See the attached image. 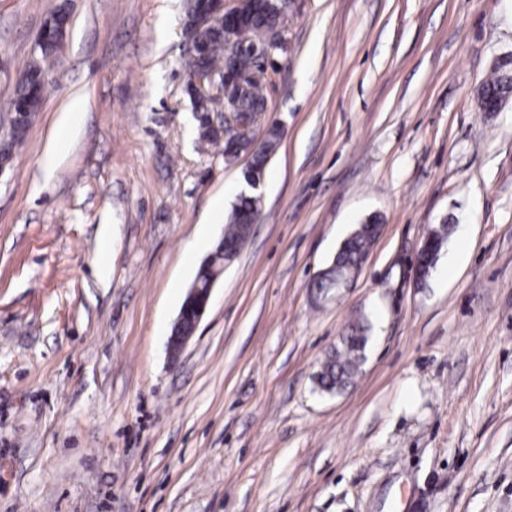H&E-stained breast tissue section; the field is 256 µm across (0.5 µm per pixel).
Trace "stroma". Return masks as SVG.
<instances>
[{"mask_svg": "<svg viewBox=\"0 0 512 512\" xmlns=\"http://www.w3.org/2000/svg\"><path fill=\"white\" fill-rule=\"evenodd\" d=\"M60 10L0 173V512H512V99L478 97L512 0H291L260 217L175 361L249 158L199 144L185 0H0L1 119ZM372 216L351 286L314 298ZM362 315L361 376L317 392ZM69 19L64 12H58L51 17L43 30L41 41L42 60L46 61L51 57L62 44L63 38L66 33V28ZM44 68L41 64L31 66L24 75V81L16 93L13 102L16 104V110L11 104V110L15 117L10 120V127L7 135L0 142V167L8 166L12 159L13 147L20 142L26 135L30 127L28 117L35 114L39 109L45 91L46 83L41 80V74ZM448 224H441L438 227H435L432 229L426 238L429 239L430 242V250H429V244L426 239L423 240L418 252L415 256V263H414V272H415V278L416 281H420L424 278L423 275V265H424V259L427 255L428 251V262H427V277L430 273L431 268L434 265V262L440 253L441 249L443 248L445 241L448 237Z\"/></svg>", "mask_w": 512, "mask_h": 512, "instance_id": "1", "label": "stroma"}]
</instances>
